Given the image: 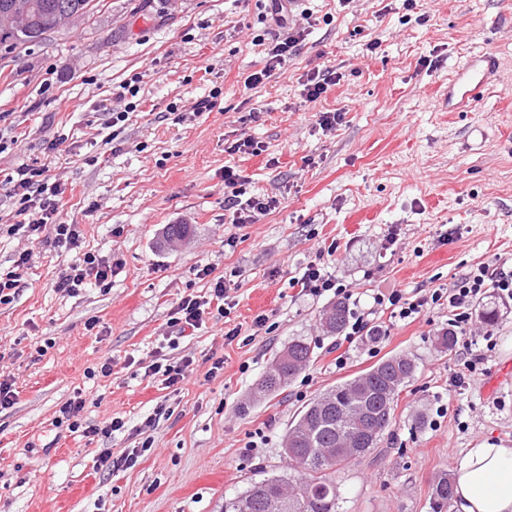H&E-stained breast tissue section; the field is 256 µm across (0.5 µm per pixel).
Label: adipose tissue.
<instances>
[{
	"label": "adipose tissue",
	"mask_w": 512,
	"mask_h": 512,
	"mask_svg": "<svg viewBox=\"0 0 512 512\" xmlns=\"http://www.w3.org/2000/svg\"><path fill=\"white\" fill-rule=\"evenodd\" d=\"M453 481L454 512H512V446L480 441L459 459Z\"/></svg>",
	"instance_id": "obj_1"
}]
</instances>
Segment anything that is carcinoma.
<instances>
[{"mask_svg": "<svg viewBox=\"0 0 512 512\" xmlns=\"http://www.w3.org/2000/svg\"><path fill=\"white\" fill-rule=\"evenodd\" d=\"M96 8L94 0H0V49L12 53L63 27L83 21ZM346 307L337 302L323 312L326 332L343 330ZM311 345L291 341L274 359L260 381V390L277 392L312 361ZM415 362L407 356H390L366 372L338 383L308 403L289 426L284 453L295 474L255 481L249 489L227 500L224 512H267L266 501L281 499L280 512H336L340 492L333 474L350 463L352 453L340 448L347 436L360 455L377 447L393 422L394 403L414 376ZM454 488L444 473L432 483L433 512H444Z\"/></svg>", "mask_w": 512, "mask_h": 512, "instance_id": "cac0c4a2", "label": "carcinoma"}]
</instances>
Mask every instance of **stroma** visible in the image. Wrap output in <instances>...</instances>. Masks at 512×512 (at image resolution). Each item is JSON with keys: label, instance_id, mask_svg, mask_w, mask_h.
Segmentation results:
<instances>
[{"label": "stroma", "instance_id": "stroma-1", "mask_svg": "<svg viewBox=\"0 0 512 512\" xmlns=\"http://www.w3.org/2000/svg\"><path fill=\"white\" fill-rule=\"evenodd\" d=\"M290 18L304 41L253 87L248 77L288 35L266 0H99L77 27L0 51V273L29 255L13 300L0 304V379L17 391L0 408V512H222L252 482L290 474L283 439L304 405L391 355L412 357L415 375L377 447L337 471L338 512H432L434 478L468 448L512 445V383L485 389L512 362V303L482 301L498 310L497 346L458 394V354L433 343L446 309L381 317L388 335L359 337L340 370L320 324L333 297L292 286L318 257L366 296L448 288L494 258L512 267V0H294ZM480 54L498 61L491 86L467 111H448L449 80ZM316 67L338 82L311 102L303 83ZM129 81L139 109L116 130L110 112L123 109L115 95ZM212 93L214 110L191 116ZM321 112L340 113L335 128L319 126ZM244 137L262 153L228 152ZM33 160L64 188L62 219L79 225L81 250L112 264L110 287L59 292L70 255L12 231L18 201L5 177ZM228 167L247 196L278 207L231 223ZM168 224L191 225L190 238L164 244ZM205 267L211 276L199 277ZM219 278L233 308L178 335V302ZM298 337L312 363L258 393ZM159 357L192 358L186 379L169 387L146 376ZM105 363L111 375H97ZM78 396L84 424L118 416L125 430L70 432L60 409ZM147 438L135 467H97L103 450L117 456Z\"/></svg>", "mask_w": 512, "mask_h": 512}]
</instances>
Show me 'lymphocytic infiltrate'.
I'll return each instance as SVG.
<instances>
[{"instance_id": "f902f5d3", "label": "lymphocytic infiltrate", "mask_w": 512, "mask_h": 512, "mask_svg": "<svg viewBox=\"0 0 512 512\" xmlns=\"http://www.w3.org/2000/svg\"><path fill=\"white\" fill-rule=\"evenodd\" d=\"M7 181L19 203L14 229L25 230L31 236L50 232L54 248L74 255L57 283L58 290L74 295L89 284L109 287L114 274L112 266L94 253L80 251L79 228L62 221L60 207L63 189L59 182L51 179L47 168L35 162L24 163L17 167L14 174L8 176ZM243 183L244 179L240 174L233 169H225L224 209L229 212L232 223L251 224L258 216L276 209V198L245 197ZM293 285L302 295L319 298L331 294L350 304V318L344 334V340L348 343L371 333L374 329L373 317L381 312H389L392 318L405 321L417 318L428 309L447 308L449 331L463 338L477 335L483 342L482 347L466 349L461 358V374L465 377L479 371L489 352L497 345L492 331L476 330L473 323L475 306L490 291L496 292L501 301L512 302V270H505L503 264L496 259L477 264L470 272L457 279L451 288H437L412 295L398 288L380 291L373 294V303L366 308L361 306L354 288L339 281L322 263L316 261L305 266L302 275L294 279ZM228 298L224 280H217L210 296L183 297L170 319V324L181 333L197 329L210 306L227 305Z\"/></svg>"}]
</instances>
